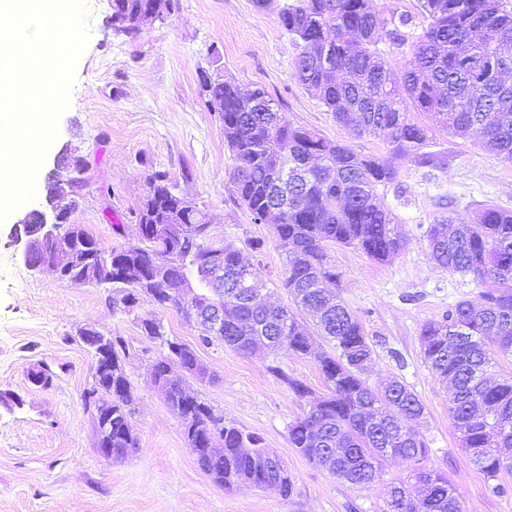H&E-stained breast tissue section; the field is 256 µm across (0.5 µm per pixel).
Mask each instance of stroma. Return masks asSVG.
Listing matches in <instances>:
<instances>
[{"mask_svg":"<svg viewBox=\"0 0 512 512\" xmlns=\"http://www.w3.org/2000/svg\"><path fill=\"white\" fill-rule=\"evenodd\" d=\"M290 2L271 0L260 9L254 0H179L164 21L131 37L113 31L111 6L87 0L89 38L36 186H43L65 146L77 147L88 167L72 221L102 245L120 249L137 243L149 177L164 172L207 214L215 241L241 250L260 267L271 302L286 303L279 287L285 255L270 226L253 223L229 200L224 125L201 101L200 71L218 67L241 91L264 89L291 122L327 139L363 154L388 153L382 139L359 138L338 125L293 78L296 51L279 23L280 9ZM433 142L434 150L447 153V170L429 177L403 161L405 200L390 192L384 197L405 237L398 254L379 263L360 249L333 246L329 256L340 274L341 295L375 351L364 373L371 390L396 376L418 395L425 407L418 431L429 447L426 464L458 486L463 512H512V475L502 477V492H493L491 481L460 450L448 416L451 388L423 362L419 340L427 320L495 287L494 281L476 282L435 267L424 238L428 224L439 216L473 215L487 204L512 210V163L481 148L474 136L439 132ZM17 217L13 211L0 221V394L19 401L0 409V512H380L387 487L406 478L408 464L392 462L372 484L352 485L290 447L289 425L328 393L312 357L280 348L244 357L226 347H205L198 343L200 328L176 310L142 298L129 312H116L111 288L31 273L9 236ZM147 318L160 319L167 335L195 347L211 378L188 379L189 393L225 423L259 434L291 475L292 495L226 489L199 469L180 418L153 383L151 365L161 349L141 330ZM84 328L123 337L129 345L124 368L137 396L132 424L139 451L121 462L100 455L82 404L93 363L79 338ZM274 366L304 382L309 396L294 394L271 374ZM40 367L51 373L50 387L30 381Z\"/></svg>","mask_w":512,"mask_h":512,"instance_id":"1","label":"stroma"}]
</instances>
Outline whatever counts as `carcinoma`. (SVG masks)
I'll return each instance as SVG.
<instances>
[{"label": "carcinoma", "instance_id": "carcinoma-1", "mask_svg": "<svg viewBox=\"0 0 512 512\" xmlns=\"http://www.w3.org/2000/svg\"><path fill=\"white\" fill-rule=\"evenodd\" d=\"M371 0H294L281 9L280 24L296 50L294 78L312 92L341 126L360 137L374 136L389 147L386 156L358 153L303 126L293 124L267 92L243 94L222 79L200 81L204 105L219 114L232 161L228 173L231 200L254 223L273 213V237L286 255L281 287L289 305L257 300L266 284L254 264L237 250L214 255L210 225L198 216L170 224L162 215L174 202V187L158 173L149 178V194L138 214L139 244L120 251L106 248L80 224L64 229L47 245L46 255L75 251L92 260L74 275L97 286L110 285L112 300L124 312L141 297L160 308L172 307L186 320L190 309L177 294L189 278L205 280L224 268L218 302L231 312L224 335L200 336L249 357L268 340L289 352L312 356L329 389L288 428V442L302 457L336 479L366 486L376 468L397 460L413 464L409 482L391 486L381 512H462L461 496L448 476L425 464L428 447L415 425L424 415L417 394L396 376L378 391L363 378L374 348L362 323L340 293L327 285L339 273L328 250L335 245L362 250L385 262L403 247L395 213L381 203L394 189L402 197L399 161L409 158L428 172L448 168V155L431 151L432 130L466 138L477 132L480 146L512 163V93L477 90L460 55L472 60L498 54L512 77V11L503 0H419L420 12L387 19ZM147 0H112V15L130 22L126 34L143 30L135 19ZM304 171V179L286 188L274 184L279 167ZM430 260L450 274L492 279L496 292L479 302L461 299L420 331L423 360L433 375L451 385L448 412L459 445L470 463L489 480L512 473V373L498 381L486 377L495 358L512 357V211L485 205L466 218L439 216L425 231ZM239 276L253 284L237 289ZM314 313L318 335L332 351L317 352L314 337L298 312ZM159 319H145L143 334L164 349L153 365L163 396L181 419L186 441L199 468L224 488H262L274 482L283 496L293 479L271 457L262 438L224 423V417L186 391V377L171 375L179 366L205 375L193 348L160 332ZM112 370L96 367V387L83 390L85 409L112 416L113 458L139 447L132 425L136 396L125 373L127 345L106 337ZM270 373L304 397L308 387L278 367ZM219 436L224 447L213 446Z\"/></svg>", "mask_w": 512, "mask_h": 512}]
</instances>
